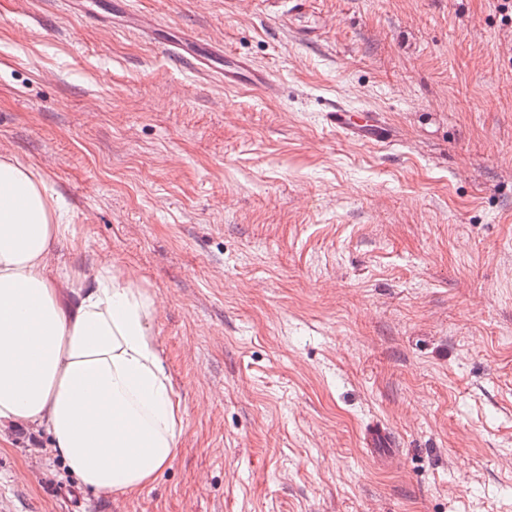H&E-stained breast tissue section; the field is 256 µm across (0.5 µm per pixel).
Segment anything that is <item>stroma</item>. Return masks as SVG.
Instances as JSON below:
<instances>
[{"label": "stroma", "mask_w": 512, "mask_h": 512, "mask_svg": "<svg viewBox=\"0 0 512 512\" xmlns=\"http://www.w3.org/2000/svg\"><path fill=\"white\" fill-rule=\"evenodd\" d=\"M316 8L308 43L260 0H0V152L64 202L61 273L107 259L160 302L182 416L129 496L7 427L0 512H512V24L498 0ZM338 104L390 144L333 129ZM167 42L169 46L181 49L192 57L210 59L213 68L224 71V84L228 87L247 84L268 96H275L279 92L277 84L271 80L265 70L256 67L248 60L224 51L222 46L203 43L195 37L178 31Z\"/></svg>", "instance_id": "obj_1"}]
</instances>
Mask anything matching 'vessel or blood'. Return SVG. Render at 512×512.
I'll list each match as a JSON object with an SVG mask.
<instances>
[{"instance_id":"b4317fda","label":"vessel or blood","mask_w":512,"mask_h":512,"mask_svg":"<svg viewBox=\"0 0 512 512\" xmlns=\"http://www.w3.org/2000/svg\"><path fill=\"white\" fill-rule=\"evenodd\" d=\"M286 18L290 27L302 40L310 43L318 41L321 37L324 25L315 9L314 0H289ZM169 44L190 56L210 59L213 68L223 71L226 86L247 84L270 96L278 93L277 84L265 70L224 51L222 47L201 42L179 32L173 34ZM330 115L337 131L375 143H384L388 140L385 127L375 119H354L350 111L340 105L331 107Z\"/></svg>"}]
</instances>
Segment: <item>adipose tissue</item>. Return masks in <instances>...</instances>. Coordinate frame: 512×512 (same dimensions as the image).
<instances>
[{"label": "adipose tissue", "mask_w": 512, "mask_h": 512, "mask_svg": "<svg viewBox=\"0 0 512 512\" xmlns=\"http://www.w3.org/2000/svg\"><path fill=\"white\" fill-rule=\"evenodd\" d=\"M73 235L36 168L0 155V429L45 430L86 492L126 495L175 459L180 401L136 279L56 273Z\"/></svg>", "instance_id": "adipose-tissue-1"}]
</instances>
